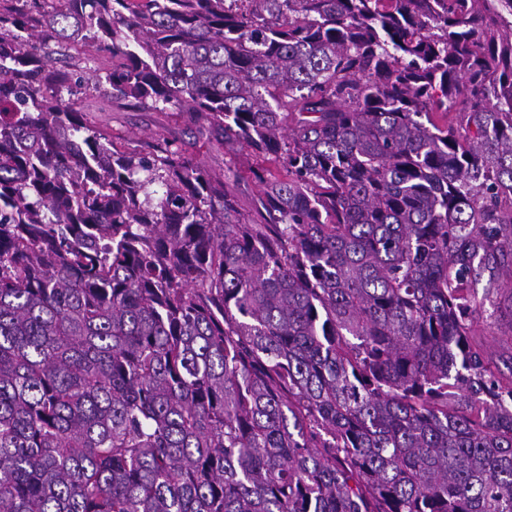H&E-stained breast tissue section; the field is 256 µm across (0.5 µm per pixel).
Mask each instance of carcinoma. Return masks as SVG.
Returning <instances> with one entry per match:
<instances>
[{
	"instance_id": "cac0c4a2",
	"label": "carcinoma",
	"mask_w": 512,
	"mask_h": 512,
	"mask_svg": "<svg viewBox=\"0 0 512 512\" xmlns=\"http://www.w3.org/2000/svg\"><path fill=\"white\" fill-rule=\"evenodd\" d=\"M19 2L0 512H512V0ZM62 41L222 172L92 125ZM482 308L475 313V332L481 343L484 344L486 350L492 354H498L506 350V339L509 335V328L507 325H502L494 322L489 318V311Z\"/></svg>"
}]
</instances>
